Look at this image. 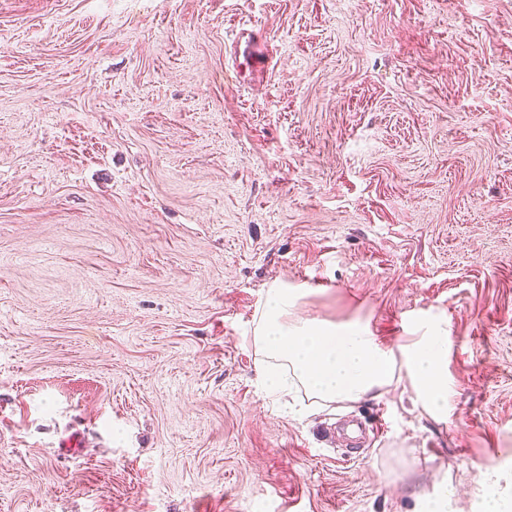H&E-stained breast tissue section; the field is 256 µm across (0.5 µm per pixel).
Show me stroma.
Returning <instances> with one entry per match:
<instances>
[{"label":"stroma","mask_w":512,"mask_h":512,"mask_svg":"<svg viewBox=\"0 0 512 512\" xmlns=\"http://www.w3.org/2000/svg\"><path fill=\"white\" fill-rule=\"evenodd\" d=\"M276 282L447 318V421L267 397ZM483 470L512 504V0H0V512H482ZM273 47L267 39L252 29L241 28L234 39L233 67L237 74L262 82L268 75Z\"/></svg>","instance_id":"35a3bbf8"}]
</instances>
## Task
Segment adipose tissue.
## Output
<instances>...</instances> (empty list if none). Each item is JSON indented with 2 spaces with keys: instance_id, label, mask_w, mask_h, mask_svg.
<instances>
[{
  "instance_id": "ef3b65f1",
  "label": "adipose tissue",
  "mask_w": 512,
  "mask_h": 512,
  "mask_svg": "<svg viewBox=\"0 0 512 512\" xmlns=\"http://www.w3.org/2000/svg\"><path fill=\"white\" fill-rule=\"evenodd\" d=\"M306 291L267 289L253 346L268 393L304 392L311 406L356 403L383 396L395 380L408 382L416 403L434 420L451 410L448 321L424 313L397 346L381 344L368 327L302 319L295 311Z\"/></svg>"
}]
</instances>
